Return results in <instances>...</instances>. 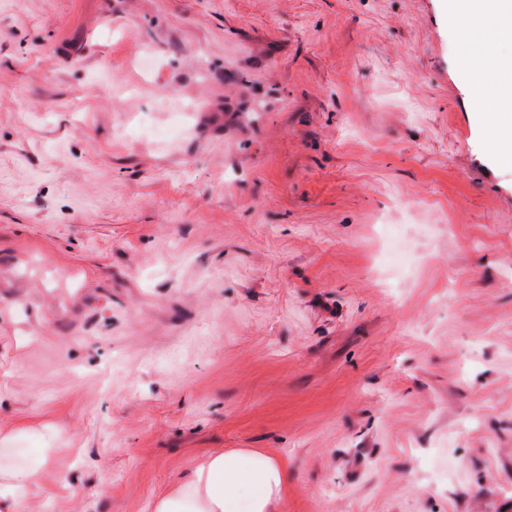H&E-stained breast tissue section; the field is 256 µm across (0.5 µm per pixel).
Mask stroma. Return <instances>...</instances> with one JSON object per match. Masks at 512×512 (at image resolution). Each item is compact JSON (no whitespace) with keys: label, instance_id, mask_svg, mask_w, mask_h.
<instances>
[{"label":"stroma","instance_id":"1","mask_svg":"<svg viewBox=\"0 0 512 512\" xmlns=\"http://www.w3.org/2000/svg\"><path fill=\"white\" fill-rule=\"evenodd\" d=\"M445 0H0V468L154 512H512V165ZM285 464L251 450L207 454L194 475L159 498L154 512H278Z\"/></svg>","mask_w":512,"mask_h":512}]
</instances>
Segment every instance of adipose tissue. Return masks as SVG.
Masks as SVG:
<instances>
[{"label":"adipose tissue","instance_id":"1","mask_svg":"<svg viewBox=\"0 0 512 512\" xmlns=\"http://www.w3.org/2000/svg\"><path fill=\"white\" fill-rule=\"evenodd\" d=\"M466 45L461 64L491 156L512 164V0H448ZM285 464L251 450L207 454L194 475L159 498L155 512H278Z\"/></svg>","mask_w":512,"mask_h":512}]
</instances>
